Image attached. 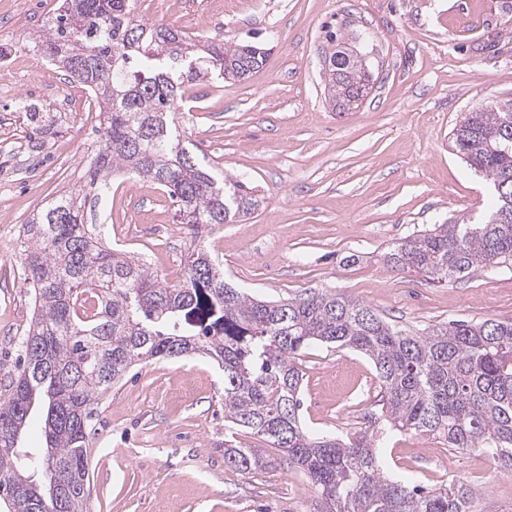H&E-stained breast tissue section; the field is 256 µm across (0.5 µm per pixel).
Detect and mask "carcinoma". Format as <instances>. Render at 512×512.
I'll return each mask as SVG.
<instances>
[{"mask_svg": "<svg viewBox=\"0 0 512 512\" xmlns=\"http://www.w3.org/2000/svg\"><path fill=\"white\" fill-rule=\"evenodd\" d=\"M29 46L82 84L103 120L80 183L21 225L13 244L33 314L19 372L0 401V500L8 512H87L86 448L101 397L136 365L191 355L222 369L225 417L307 475L319 512H469L473 491L463 484L426 492L384 476L370 430L345 442L304 429L298 359L316 344L372 361L380 418L390 428L435 435L454 450L479 448L512 471V321L419 332L340 293L259 299L226 283L223 264L201 246L171 285L85 224L89 197L111 184L114 168L164 189L192 236L251 214L257 201L244 186L217 177L187 147L183 107L200 82L250 78L266 61L263 48L150 24L135 14L134 0H60ZM328 62L333 106L367 93L371 74L361 55L335 51ZM23 110L27 148H44L62 113L36 103ZM506 137L512 99L465 113L452 143L494 187L487 221L436 224L386 253L387 265L443 281L512 258V149L499 148ZM38 405L45 448L32 453L19 442ZM224 463L245 473L271 465L258 449L228 440ZM39 464L41 482L29 474Z\"/></svg>", "mask_w": 512, "mask_h": 512, "instance_id": "carcinoma-1", "label": "carcinoma"}]
</instances>
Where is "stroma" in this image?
<instances>
[{"mask_svg": "<svg viewBox=\"0 0 512 512\" xmlns=\"http://www.w3.org/2000/svg\"><path fill=\"white\" fill-rule=\"evenodd\" d=\"M137 15L191 35L270 49L242 82L190 91L192 151L257 206L245 221L191 237L156 184L115 179L90 219L114 248L177 282L188 253L204 245L229 283L270 300L343 293L402 328L448 321H512V260L460 279L395 271L384 255L417 231L452 218L481 223L489 183L452 147L464 113L512 99V0H136ZM56 0H0V399L16 374L32 316L25 269L13 250L20 224L77 180L93 152L98 112L59 68L30 83L25 40ZM365 54L373 88L333 109L323 61L335 47ZM66 98L61 131L33 167L21 142L18 100ZM300 419L313 434L354 436L381 411L371 360L315 345L300 358ZM89 441V512H317L306 476L250 431L269 468L224 463V374L209 359H156L134 367L99 404ZM387 476L426 489L473 488L472 512H512V471L479 450L455 451L428 434L387 430Z\"/></svg>", "mask_w": 512, "mask_h": 512, "instance_id": "1", "label": "stroma"}]
</instances>
